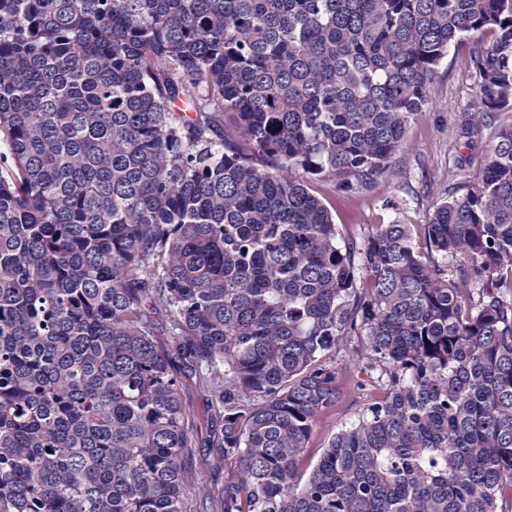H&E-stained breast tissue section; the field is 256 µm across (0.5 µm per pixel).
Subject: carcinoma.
Masks as SVG:
<instances>
[{"label": "carcinoma", "mask_w": 512, "mask_h": 512, "mask_svg": "<svg viewBox=\"0 0 512 512\" xmlns=\"http://www.w3.org/2000/svg\"><path fill=\"white\" fill-rule=\"evenodd\" d=\"M464 37L512 112V0H0V512H507L512 123L426 224L304 180L382 178ZM354 363L355 361H350L347 369L346 365H343L341 402L339 406L336 407V411H332L324 415L319 425L311 435L304 457V464L306 466L315 464L323 450V447L327 443L328 438L343 427L349 426L357 414L366 407V404L364 403H369L363 399H359L356 402L353 401L354 394L351 379L356 369ZM183 405L191 415L194 425L195 448H190V454L185 459V467L190 475V481L204 482L213 487L224 484V463H217L210 456L208 446L209 436L218 428L219 422L208 398L192 381H187L182 388Z\"/></svg>", "instance_id": "obj_1"}]
</instances>
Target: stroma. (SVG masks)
Returning a JSON list of instances; mask_svg holds the SVG:
<instances>
[{
  "label": "stroma",
  "mask_w": 512,
  "mask_h": 512,
  "mask_svg": "<svg viewBox=\"0 0 512 512\" xmlns=\"http://www.w3.org/2000/svg\"><path fill=\"white\" fill-rule=\"evenodd\" d=\"M469 41L452 46L438 68L425 117L408 126L390 173L370 190L353 193L335 184L314 182L313 191L330 210L339 228L364 236L373 224H424L448 185H465L476 176L491 133L489 120L474 109L475 74L468 67ZM352 369H344L342 398L336 411L321 419L305 452V464L317 461L328 438L350 423L365 404L355 400ZM181 399L194 425L195 446L185 460L193 482L220 486L224 466L207 448L217 429L211 403L194 382Z\"/></svg>",
  "instance_id": "1"
}]
</instances>
